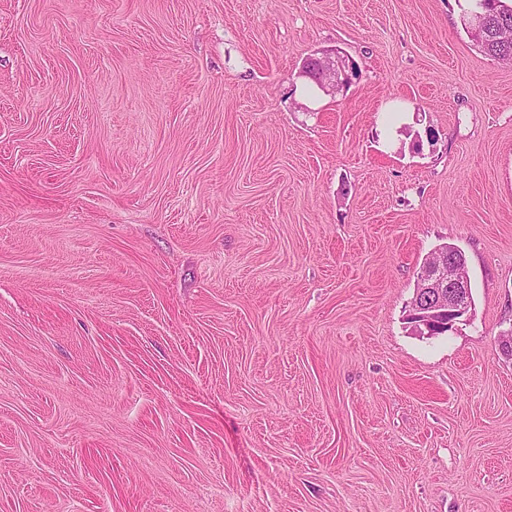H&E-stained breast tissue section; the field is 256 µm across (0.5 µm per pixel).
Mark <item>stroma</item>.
<instances>
[{"label": "stroma", "mask_w": 512, "mask_h": 512, "mask_svg": "<svg viewBox=\"0 0 512 512\" xmlns=\"http://www.w3.org/2000/svg\"><path fill=\"white\" fill-rule=\"evenodd\" d=\"M462 15L0 0V512H512V64ZM444 244L473 312L420 336ZM320 54L321 56H318ZM301 74L310 78L322 91H335L347 86L356 76L354 63L338 49L323 50L308 57L302 66Z\"/></svg>", "instance_id": "obj_1"}]
</instances>
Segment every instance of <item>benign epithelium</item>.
I'll use <instances>...</instances> for the list:
<instances>
[{
	"instance_id": "7a95c632",
	"label": "benign epithelium",
	"mask_w": 512,
	"mask_h": 512,
	"mask_svg": "<svg viewBox=\"0 0 512 512\" xmlns=\"http://www.w3.org/2000/svg\"><path fill=\"white\" fill-rule=\"evenodd\" d=\"M301 74L322 91L338 90L356 76L354 63L337 49L324 50L308 57ZM410 320L412 329L432 336L467 320L473 310L470 277L462 251L446 244L425 258L418 274Z\"/></svg>"
}]
</instances>
